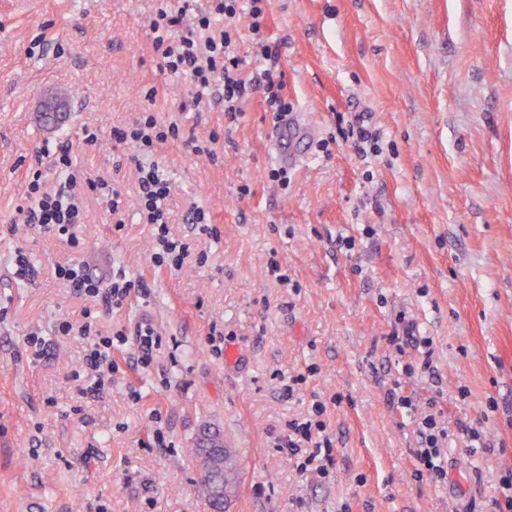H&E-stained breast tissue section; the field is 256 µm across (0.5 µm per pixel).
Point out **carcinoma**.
<instances>
[{
	"instance_id": "1",
	"label": "carcinoma",
	"mask_w": 512,
	"mask_h": 512,
	"mask_svg": "<svg viewBox=\"0 0 512 512\" xmlns=\"http://www.w3.org/2000/svg\"><path fill=\"white\" fill-rule=\"evenodd\" d=\"M191 454L204 472L202 494L216 512H224V501L218 495H227L233 486L235 449L224 447L220 431L205 428Z\"/></svg>"
}]
</instances>
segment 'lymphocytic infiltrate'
<instances>
[{
    "label": "lymphocytic infiltrate",
    "mask_w": 512,
    "mask_h": 512,
    "mask_svg": "<svg viewBox=\"0 0 512 512\" xmlns=\"http://www.w3.org/2000/svg\"><path fill=\"white\" fill-rule=\"evenodd\" d=\"M160 5L150 22L155 34L154 49L163 71L190 81L194 88L191 105L195 111L210 109L220 102L228 116H235L246 99L260 89V82L244 78L242 59L235 51L237 30L233 24L240 13L242 0H208L205 10L190 12L189 0H159ZM160 93L158 86L148 87L146 107L129 125L113 128L114 143L131 147V159L138 174L137 213L142 223L153 225L151 250L154 263L172 268L182 267L189 257L188 244L173 240L169 235L167 200L171 182L164 169L153 161L159 146L180 139L177 123L159 122L152 105ZM62 176L58 188L47 189L39 167L25 171V190L17 213L22 223L79 246L78 229L86 223L84 198L97 195L113 218L122 219L126 202L121 192L108 181L91 179L74 168L69 147L58 146L53 157ZM57 276L76 294L112 307L123 306L134 293H145L143 279L127 277L116 271L103 277L71 264L59 267ZM61 336L78 335L89 339L84 356L83 372L88 378L86 393L95 394L112 383V338L95 329L92 321L74 324L64 319L57 323ZM421 442L416 450L418 460L435 478H443L440 463L446 428L440 427L434 415H427L420 429Z\"/></svg>",
    "instance_id": "1"
}]
</instances>
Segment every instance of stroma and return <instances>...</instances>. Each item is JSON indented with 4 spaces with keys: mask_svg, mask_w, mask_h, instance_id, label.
I'll use <instances>...</instances> for the list:
<instances>
[{
    "mask_svg": "<svg viewBox=\"0 0 512 512\" xmlns=\"http://www.w3.org/2000/svg\"><path fill=\"white\" fill-rule=\"evenodd\" d=\"M156 7L0 0V512H213L186 456L206 425L236 451L224 512H491L512 478V0H264L266 60L240 17L244 77L272 73L290 137L307 142L284 186L268 177L276 113L259 93L233 123L220 104L194 112L155 55ZM151 84L169 90L157 117L185 135L155 155L170 235L191 251L182 268L155 266L134 209L119 227L92 199L80 249L10 232L25 161L58 185L47 148L70 146L88 177L136 198L111 132ZM49 102L64 123L47 121ZM355 121L371 140L349 136ZM195 205L212 233L188 223ZM19 249L31 279L12 274ZM68 263L123 269L148 292L91 302L57 280ZM88 310L102 333L146 320L161 339L147 366L134 339L114 342L112 385L93 398L74 376L85 338L55 333ZM408 324L414 341L395 345ZM317 403L323 477L275 444ZM429 413L450 433L442 479L417 472Z\"/></svg>",
    "mask_w": 512,
    "mask_h": 512,
    "instance_id": "obj_1",
    "label": "stroma"
}]
</instances>
